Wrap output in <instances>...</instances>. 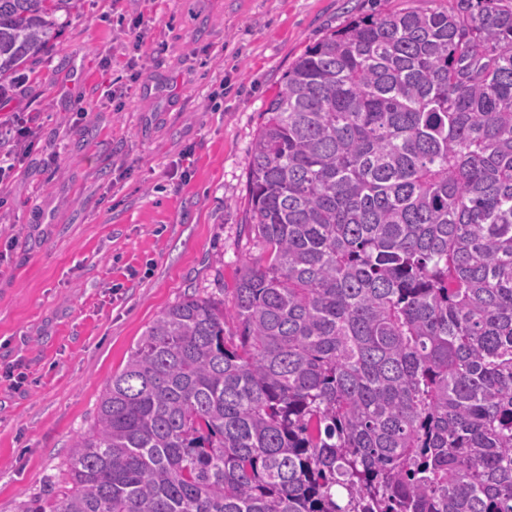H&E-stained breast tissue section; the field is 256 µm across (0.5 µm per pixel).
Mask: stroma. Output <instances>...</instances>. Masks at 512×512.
Masks as SVG:
<instances>
[{"label": "stroma", "mask_w": 512, "mask_h": 512, "mask_svg": "<svg viewBox=\"0 0 512 512\" xmlns=\"http://www.w3.org/2000/svg\"><path fill=\"white\" fill-rule=\"evenodd\" d=\"M448 0H77L0 97V512L60 482L142 332L262 262L247 174L262 112L350 16ZM15 126L17 127V139L10 149L0 154V176L6 171H11L16 166V162L21 156L25 155L32 146V140H29L31 128L28 126L30 119L24 113H15Z\"/></svg>", "instance_id": "35a3bbf8"}]
</instances>
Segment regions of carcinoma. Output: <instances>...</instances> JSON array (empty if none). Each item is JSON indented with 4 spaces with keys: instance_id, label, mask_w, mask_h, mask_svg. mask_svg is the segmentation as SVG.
<instances>
[{
    "instance_id": "cac0c4a2",
    "label": "carcinoma",
    "mask_w": 512,
    "mask_h": 512,
    "mask_svg": "<svg viewBox=\"0 0 512 512\" xmlns=\"http://www.w3.org/2000/svg\"><path fill=\"white\" fill-rule=\"evenodd\" d=\"M74 0H0V85ZM224 302L146 329L22 512H512V0L354 17L262 112Z\"/></svg>"
}]
</instances>
